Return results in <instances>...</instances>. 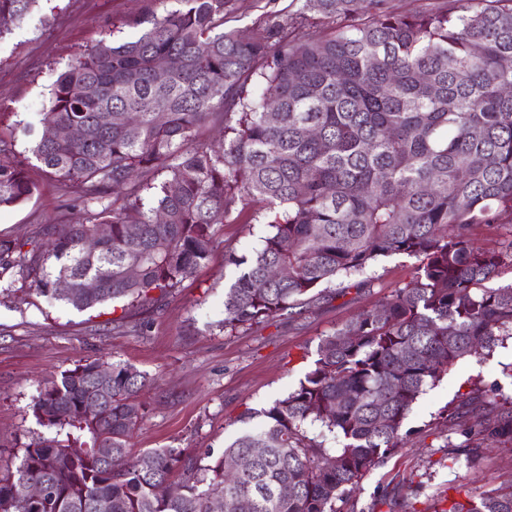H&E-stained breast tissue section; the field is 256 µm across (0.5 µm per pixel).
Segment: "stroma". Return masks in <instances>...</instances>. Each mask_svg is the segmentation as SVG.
I'll use <instances>...</instances> for the list:
<instances>
[{
	"label": "stroma",
	"mask_w": 512,
	"mask_h": 512,
	"mask_svg": "<svg viewBox=\"0 0 512 512\" xmlns=\"http://www.w3.org/2000/svg\"><path fill=\"white\" fill-rule=\"evenodd\" d=\"M176 0H40L23 22L0 38V127L15 131V150L27 151L28 130H39L41 111L58 75L84 51L112 34L137 36L132 21L144 9H175ZM69 200L43 178L26 203L0 210V237L25 240L59 223ZM269 228L254 209L233 213L221 228L209 262L183 282L157 311L112 325V306L79 311L36 292L0 294V469L14 467L19 448L56 438L38 424L31 405L41 383L85 360L117 359L147 373L142 393L149 412L136 431L134 450L183 448L220 454L243 425L249 408L268 407L310 369L319 341L408 282L415 259L393 255L346 283H330L325 298L302 319L280 320L233 332L219 330L224 290L238 272L224 251L254 254ZM512 398V338L484 360L453 368L426 388L405 422V444L361 480L342 512H446L459 490L473 496L512 487V444L466 447L449 429V403H467V424L496 414Z\"/></svg>",
	"instance_id": "stroma-1"
}]
</instances>
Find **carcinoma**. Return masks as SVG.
Returning <instances> with one entry per match:
<instances>
[{"label": "carcinoma", "mask_w": 512, "mask_h": 512, "mask_svg": "<svg viewBox=\"0 0 512 512\" xmlns=\"http://www.w3.org/2000/svg\"><path fill=\"white\" fill-rule=\"evenodd\" d=\"M179 2L58 76L30 155L0 134V208L35 194L34 166L77 203L45 241L0 238V290L78 310L126 300L120 327L207 263L239 205L270 231L252 257L224 254L240 269L224 290L226 331L299 317L316 288L386 257L416 259L415 274L322 338L298 386L244 411L241 422H263L218 456L154 448L128 460L149 377L125 362L87 360L46 380L38 424L79 432L83 451L67 439L24 445L0 472V512H212L215 498L224 512L242 501L249 512H341L401 446L425 388L512 336V282L490 286L512 274V239L486 251L471 238L476 224H512V0H429L410 14L390 0H294L247 36L225 28L233 0ZM37 3L0 0V38ZM208 125L223 129L220 143L200 138ZM58 126L84 136L49 137ZM102 224L110 233L86 252ZM315 424L336 447L310 436ZM477 434L512 443V409ZM176 471L178 493L157 494ZM30 483L46 495L26 499ZM446 512H512V489Z\"/></svg>", "instance_id": "obj_1"}]
</instances>
